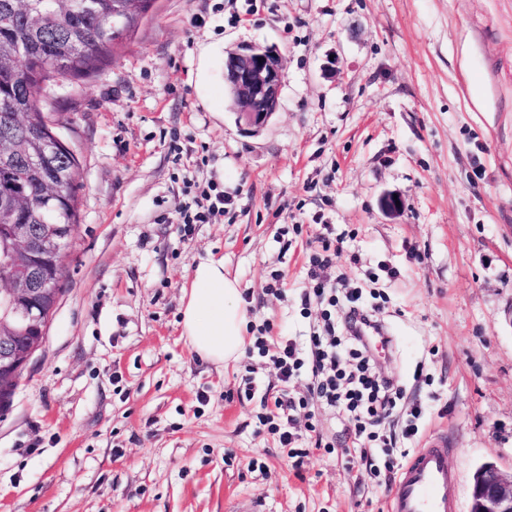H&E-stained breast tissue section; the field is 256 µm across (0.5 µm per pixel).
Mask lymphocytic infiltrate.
I'll return each mask as SVG.
<instances>
[{"label": "lymphocytic infiltrate", "instance_id": "obj_1", "mask_svg": "<svg viewBox=\"0 0 512 512\" xmlns=\"http://www.w3.org/2000/svg\"><path fill=\"white\" fill-rule=\"evenodd\" d=\"M327 299L329 308L322 315L321 325L311 331L306 348H299L295 339L281 338L270 361L283 389L271 399L262 400L259 420L277 435L281 447H292L297 440L291 429L295 411L316 400L345 414L353 444L376 449L383 457L384 468H391L393 439L386 430L397 426L405 438L415 437L422 406L407 399L394 379L378 371L369 346L355 328L357 319L374 318L372 309L361 305L359 289L346 293L349 310L340 322L331 313L336 298ZM302 377L309 380L308 393L297 398L288 386Z\"/></svg>", "mask_w": 512, "mask_h": 512}]
</instances>
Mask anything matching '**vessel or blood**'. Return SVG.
<instances>
[{"label": "vessel or blood", "instance_id": "vessel-or-blood-1", "mask_svg": "<svg viewBox=\"0 0 512 512\" xmlns=\"http://www.w3.org/2000/svg\"><path fill=\"white\" fill-rule=\"evenodd\" d=\"M448 437L435 433L414 451L389 495L390 512H453Z\"/></svg>", "mask_w": 512, "mask_h": 512}]
</instances>
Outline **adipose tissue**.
<instances>
[{"mask_svg":"<svg viewBox=\"0 0 512 512\" xmlns=\"http://www.w3.org/2000/svg\"><path fill=\"white\" fill-rule=\"evenodd\" d=\"M183 300L182 334L192 350L218 365L238 360L245 347L247 310L237 281L224 273L223 260L195 265Z\"/></svg>","mask_w":512,"mask_h":512,"instance_id":"obj_1","label":"adipose tissue"}]
</instances>
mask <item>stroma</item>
I'll return each mask as SVG.
<instances>
[{
	"label": "stroma",
	"mask_w": 512,
	"mask_h": 512,
	"mask_svg": "<svg viewBox=\"0 0 512 512\" xmlns=\"http://www.w3.org/2000/svg\"><path fill=\"white\" fill-rule=\"evenodd\" d=\"M242 44L284 64L256 135L212 101ZM42 110L79 160L78 230L0 407V512H386L340 417L297 414L298 463L259 421L282 387L268 349L321 316L301 298L327 243L329 278L377 293L381 368L424 407L395 466L447 433L455 512L480 463L512 471V0H155L95 73L49 81ZM213 184L230 205L182 232L179 207ZM210 258L249 311L224 368L181 334Z\"/></svg>",
	"instance_id": "35a3bbf8"
}]
</instances>
